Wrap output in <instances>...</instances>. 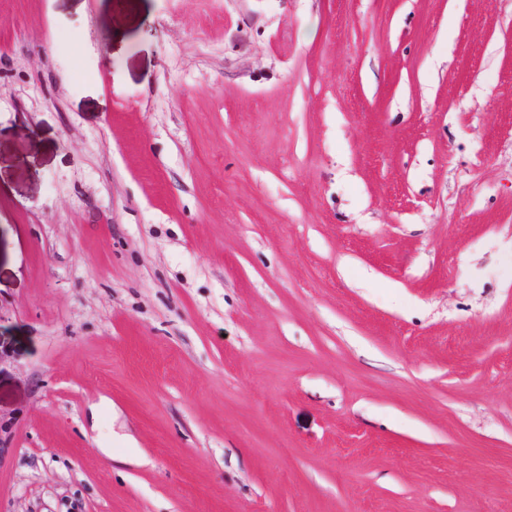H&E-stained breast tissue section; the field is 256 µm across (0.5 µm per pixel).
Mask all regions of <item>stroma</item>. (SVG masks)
Masks as SVG:
<instances>
[{"label":"stroma","mask_w":512,"mask_h":512,"mask_svg":"<svg viewBox=\"0 0 512 512\" xmlns=\"http://www.w3.org/2000/svg\"><path fill=\"white\" fill-rule=\"evenodd\" d=\"M0 512H512V0H0Z\"/></svg>","instance_id":"stroma-1"}]
</instances>
